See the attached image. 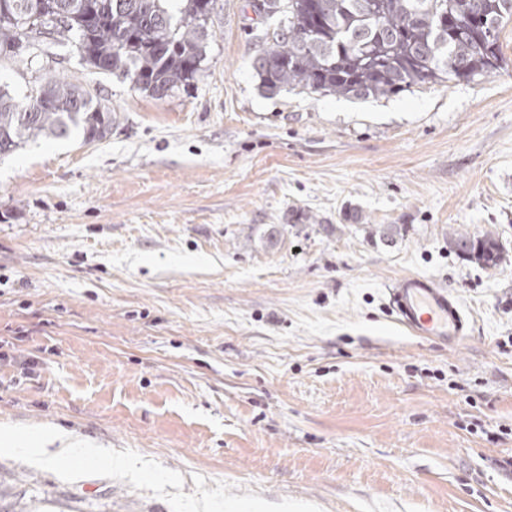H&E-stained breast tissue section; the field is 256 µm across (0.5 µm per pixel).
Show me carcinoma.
<instances>
[{"label": "carcinoma", "instance_id": "carcinoma-1", "mask_svg": "<svg viewBox=\"0 0 512 512\" xmlns=\"http://www.w3.org/2000/svg\"><path fill=\"white\" fill-rule=\"evenodd\" d=\"M0 15V55L26 61L31 36L13 22L64 15L50 43L74 45L89 69L129 79L151 97L173 96L194 79L204 59L215 0H105L106 12L85 25L86 0H15ZM283 21L262 37L255 69L270 90L281 87L354 99L398 94L425 83L473 81L504 64L500 33L512 20V0H262ZM43 105L17 102L0 88V159L29 141L78 136L91 144L112 132V108L88 87L61 77L33 86ZM448 247L485 270L497 268L504 247L491 231L452 229Z\"/></svg>", "mask_w": 512, "mask_h": 512}]
</instances>
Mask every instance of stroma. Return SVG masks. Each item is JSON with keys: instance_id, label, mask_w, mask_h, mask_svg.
<instances>
[{"instance_id": "1", "label": "stroma", "mask_w": 512, "mask_h": 512, "mask_svg": "<svg viewBox=\"0 0 512 512\" xmlns=\"http://www.w3.org/2000/svg\"><path fill=\"white\" fill-rule=\"evenodd\" d=\"M254 2L216 0L164 100L71 46L0 64L17 99L64 77L116 117L0 161V512H512V22L477 81L355 100L263 87ZM407 273L462 301L460 346L394 321ZM448 247L485 270L496 269L504 258V247L491 231L475 235L452 229L448 232Z\"/></svg>"}]
</instances>
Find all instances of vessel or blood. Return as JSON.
Returning <instances> with one entry per match:
<instances>
[{
    "instance_id": "vessel-or-blood-1",
    "label": "vessel or blood",
    "mask_w": 512,
    "mask_h": 512,
    "mask_svg": "<svg viewBox=\"0 0 512 512\" xmlns=\"http://www.w3.org/2000/svg\"><path fill=\"white\" fill-rule=\"evenodd\" d=\"M387 298L395 321L411 335L453 347L472 329L459 298L432 277L402 275L388 288Z\"/></svg>"
}]
</instances>
